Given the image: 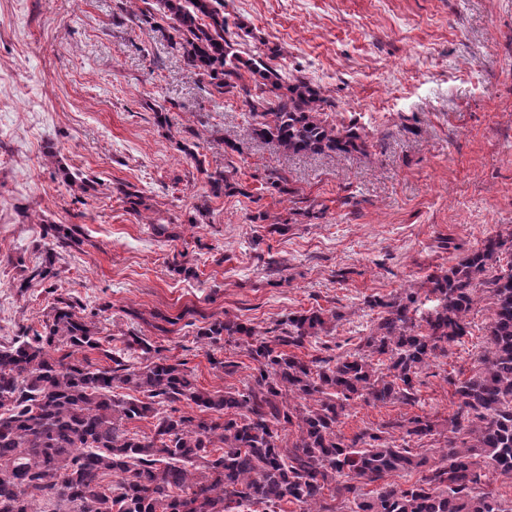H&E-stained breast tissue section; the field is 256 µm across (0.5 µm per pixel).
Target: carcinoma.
<instances>
[{"label": "carcinoma", "mask_w": 512, "mask_h": 512, "mask_svg": "<svg viewBox=\"0 0 512 512\" xmlns=\"http://www.w3.org/2000/svg\"><path fill=\"white\" fill-rule=\"evenodd\" d=\"M141 2L143 21L167 22L172 46L218 93H234L241 70L251 74L253 137L292 154L365 148L356 126L320 118L324 99L310 82L285 85L261 58L240 56L224 0ZM51 230L54 246L80 244L72 227ZM426 284L431 311L420 313L413 288L376 301L380 322L334 359L296 355L339 319L334 310L303 311L273 336L230 318L201 328L203 344L234 338L256 362L243 389L223 393L196 387L185 363L146 336L131 331L113 345L57 298L43 331L0 343V512H39L41 502L54 512H512L490 489L492 475L512 481V225ZM485 292L479 368L465 380L445 377L456 398L448 434L420 416L350 437L337 430L354 400L415 401L418 374L467 335ZM132 351L144 366L125 360ZM181 401L196 411L173 407ZM144 419L154 420L151 434L128 429ZM434 435L444 439L431 463L412 442ZM411 470L421 476L406 488L386 481ZM362 483L377 485L372 496Z\"/></svg>", "instance_id": "1"}]
</instances>
